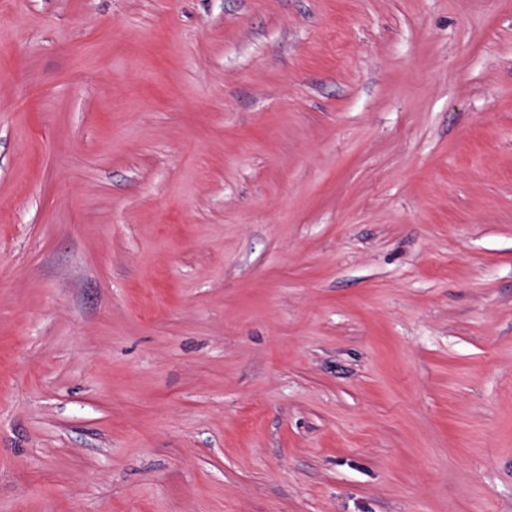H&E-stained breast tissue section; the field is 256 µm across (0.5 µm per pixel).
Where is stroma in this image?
<instances>
[{
  "label": "stroma",
  "mask_w": 512,
  "mask_h": 512,
  "mask_svg": "<svg viewBox=\"0 0 512 512\" xmlns=\"http://www.w3.org/2000/svg\"><path fill=\"white\" fill-rule=\"evenodd\" d=\"M0 512H512V0H0Z\"/></svg>",
  "instance_id": "stroma-1"
}]
</instances>
